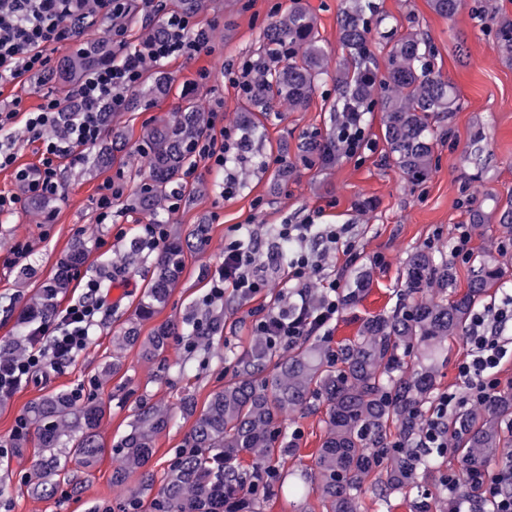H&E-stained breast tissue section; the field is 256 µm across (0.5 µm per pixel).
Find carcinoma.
<instances>
[{
	"instance_id": "1",
	"label": "carcinoma",
	"mask_w": 512,
	"mask_h": 512,
	"mask_svg": "<svg viewBox=\"0 0 512 512\" xmlns=\"http://www.w3.org/2000/svg\"><path fill=\"white\" fill-rule=\"evenodd\" d=\"M340 12L339 43L342 56L331 66L315 19L293 0L288 12L273 18L262 30L259 46L242 63L240 82L245 112L235 149L227 164L248 161L252 171L269 175L280 188L297 173L287 160L288 141L279 142L280 158L272 161L254 144L265 138L266 124L282 111L304 112L315 93L332 86L329 111L339 113L326 132L304 134L298 157L307 168H328L345 153L344 139L364 130L365 114L378 108L383 114V136L395 167L410 180L422 183L432 171L438 141L435 124L440 115L457 108L454 86L435 69L434 53L416 32L395 40L380 66L372 51V32L385 23L375 0H348ZM435 13L451 18L463 0H431ZM505 52L512 53V20L504 19L497 31ZM97 62L78 48L66 61V76L78 82ZM209 131V118L195 99L184 97L172 118L162 120L143 136L136 151L148 157V175L134 198L141 211L154 215L172 198L195 166V147ZM502 237L512 240V197L499 206ZM86 245L77 240L58 272L41 292L25 302L23 322L52 317L57 298L70 288L69 269L86 257ZM183 271V246L172 242L153 261L151 286L138 303L134 318L114 338L112 362L101 376L121 368L119 353L140 345L142 356L163 357L171 327L162 324L140 337L139 325L164 306ZM503 263L483 252L474 258L466 291L451 299L424 297L428 288L447 289L456 282L448 259L419 248L410 253L404 268L399 306L390 313L370 315L357 336L333 350L302 343L282 354L257 338L225 359L236 367L235 377L214 392L202 410L191 395L181 407L190 421L185 447L175 453L161 488L149 501L152 475L143 467L153 454L155 441L166 430L170 408L142 403L131 430L117 444L123 469L115 476L140 475V489L123 505L124 512H206L224 496V512H254L245 484L270 487L276 464L295 452L282 418L302 411L316 398L325 406V434L310 467L324 512H361L360 492L370 480L380 487L385 506L394 497H407L426 478L438 474L437 500L421 499L420 512H436L445 500L441 470L447 456L441 448H412L423 418V407L433 396L438 358L448 339L463 335L471 313L490 289L500 286ZM374 281L369 267L357 269L346 304L353 305ZM103 408L92 400L80 402L72 392H53L32 403L26 424L38 438L30 485L36 494L54 492L67 460L85 464L103 451L98 428ZM512 419V394H499L476 409L458 414L450 426L463 471L479 470L503 444L501 423ZM400 447H394V444Z\"/></svg>"
}]
</instances>
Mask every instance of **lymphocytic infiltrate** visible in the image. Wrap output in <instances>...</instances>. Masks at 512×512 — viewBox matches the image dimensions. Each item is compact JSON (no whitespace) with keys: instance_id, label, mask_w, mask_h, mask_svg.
Here are the masks:
<instances>
[{"instance_id":"1","label":"lymphocytic infiltrate","mask_w":512,"mask_h":512,"mask_svg":"<svg viewBox=\"0 0 512 512\" xmlns=\"http://www.w3.org/2000/svg\"><path fill=\"white\" fill-rule=\"evenodd\" d=\"M82 7V0H0V87L20 84L29 74L52 72L47 50L64 47L73 40L68 20ZM163 27V37L146 39L121 60L100 63L79 83L62 85L45 95L43 104L27 113L24 131L41 141L43 150L35 174L18 171L19 180L29 181L32 190L56 193L59 160H83L85 150L99 142L104 113L124 109L129 93L141 81L145 61L192 57L210 49L208 30L196 27L180 13H167ZM289 266L296 282L295 300L267 313L255 324L258 335L274 347L316 335L335 320L339 311V280L326 281L318 301L309 297V283L321 278L322 267L317 260L301 253ZM228 286L243 299L261 293L267 286L252 248L241 239L225 243L224 262L211 281L210 300L222 299ZM87 288L85 297L69 305L59 322L42 323L29 331V348L23 357L0 366V395L16 391L41 371L46 361L69 362L86 347L92 321L104 306L99 284L91 281ZM510 323L512 297L495 312L473 313L466 337L467 354L457 367L458 384L435 398L430 415L422 422L420 447H448L449 419L463 408L485 403L499 391V367L512 355V336L504 333ZM465 479L480 486L481 501L490 512H512V448L502 456L496 473L449 472L448 512H477V506L469 504L461 491Z\"/></svg>"}]
</instances>
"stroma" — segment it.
Wrapping results in <instances>:
<instances>
[{"mask_svg": "<svg viewBox=\"0 0 512 512\" xmlns=\"http://www.w3.org/2000/svg\"><path fill=\"white\" fill-rule=\"evenodd\" d=\"M389 23L374 31V51L384 58L393 41L407 30L420 32L435 52V67L455 87L458 108L440 122L445 135L435 148V161L428 180L411 184L391 165L383 137L380 112H373L365 127L368 150L341 158L333 168L300 170L281 191H273L265 176H251L246 187L224 196L220 187L224 171L197 162L186 174L177 207L165 226L169 238L188 241L196 225L208 228L202 246L186 250L184 271L166 305L140 326L150 335L161 324L174 325L167 344L165 364L144 361L138 347L122 354V367L104 380L100 372L112 360V339L132 318L135 305L150 280V267L157 247L147 240L150 218L127 199L114 201L113 221H98L100 186L108 180L126 190L138 186L146 171L144 158L125 157L117 163L96 164L97 149L85 160L60 162L59 189L53 215L36 208L27 196L17 170H33L39 163L41 144L17 133L12 167L0 169V194L22 196L24 202L11 216H0V345L23 335L19 314L26 298L38 293L54 276L74 240L85 241L86 261L72 272L69 292L60 301L67 307L80 298L88 280L123 286L121 302L106 301L96 317L87 346L62 365L47 364L14 394L0 398V512H97L100 505L118 506L139 486L138 475L125 482L113 480L122 461L113 444L129 429L142 399L168 404L173 420L155 444L146 464L155 482H162L171 457L180 448L189 428L181 414L180 401L192 395L204 405L211 393L234 376V367L224 356L247 347L255 338V322L290 301L288 271L270 244L283 226L309 224L317 238L302 247L315 252L324 275L346 280L360 266L374 270L369 292L356 304L341 305L335 322L326 329L329 346L356 336L368 315L395 305L403 280L407 255L417 248L447 252L459 225L469 224L471 210H480L487 224L484 236H471L470 250L498 251L495 197L512 193V58L496 37L499 18H512V0H466L454 18L437 15L430 0H376ZM315 18L331 58H338L342 0H302ZM289 0H211L207 9L193 16L194 22L210 28L211 53L191 58L176 57L156 64V71L169 77V91L138 106L126 107L113 121L137 142L147 126L169 118L179 105L186 86H195L205 111L221 108L224 126L236 130L241 121L237 76L243 59L258 45V37L272 15L284 13ZM208 71L200 81L199 71ZM60 86L58 77H24L21 85L0 89V104L13 97L23 107L36 109L44 94ZM334 115L323 94H316L307 111L287 112L267 126L266 147L287 140L289 154H296L304 133L326 131ZM481 138L484 152L472 160L467 147ZM372 200L370 210L360 201ZM249 232L258 264L268 286L251 299L226 290L223 300L211 302L207 295L213 275L224 260V244L235 229ZM342 229L341 244L323 239L325 231ZM29 245L27 257L17 258L16 245ZM92 395L105 408L100 435L105 446L98 460L89 465L69 462V479L48 496L29 490V476L36 446L34 430L16 428L31 403L51 392ZM325 408L315 401L301 412L286 416L283 426L297 433L298 452L280 463L281 488L257 500L256 512H322L311 484L301 477L311 466L324 435Z\"/></svg>", "mask_w": 512, "mask_h": 512, "instance_id": "35a3bbf8", "label": "stroma"}]
</instances>
